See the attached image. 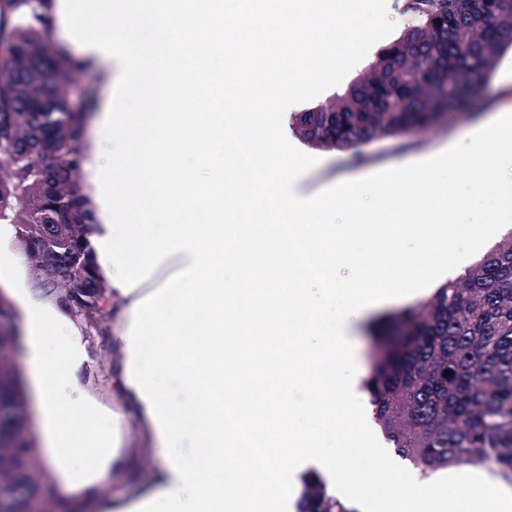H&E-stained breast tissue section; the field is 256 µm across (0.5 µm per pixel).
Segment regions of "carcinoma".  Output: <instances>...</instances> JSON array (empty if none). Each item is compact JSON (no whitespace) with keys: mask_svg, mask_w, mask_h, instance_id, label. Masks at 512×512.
<instances>
[{"mask_svg":"<svg viewBox=\"0 0 512 512\" xmlns=\"http://www.w3.org/2000/svg\"><path fill=\"white\" fill-rule=\"evenodd\" d=\"M419 25L382 49L329 102L300 112L295 134L324 151L470 116L479 86L512 49V0H398ZM52 0H0V223L18 226L38 290L106 323L110 286L92 249L97 224L80 166L85 115L71 107L73 59L44 38ZM364 388L399 456L423 472L494 465L512 481V235L414 307L380 318ZM16 312L0 290V503L29 512L52 481L12 358ZM28 498L16 495L17 482ZM299 512H353L303 480Z\"/></svg>","mask_w":512,"mask_h":512,"instance_id":"cac0c4a2","label":"carcinoma"}]
</instances>
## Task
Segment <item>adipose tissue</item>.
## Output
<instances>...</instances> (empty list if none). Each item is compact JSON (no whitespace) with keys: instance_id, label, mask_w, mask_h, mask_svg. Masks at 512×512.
Returning a JSON list of instances; mask_svg holds the SVG:
<instances>
[{"instance_id":"adipose-tissue-1","label":"adipose tissue","mask_w":512,"mask_h":512,"mask_svg":"<svg viewBox=\"0 0 512 512\" xmlns=\"http://www.w3.org/2000/svg\"><path fill=\"white\" fill-rule=\"evenodd\" d=\"M356 2L336 0L328 20L322 0H255L250 19L230 24L222 0H122L104 18L56 0L52 13L79 62L106 87L81 168L94 187L92 246L112 284L121 403L154 441L186 450L113 512H298L310 472L351 512H391L410 495L443 502V512H512V485L490 473L425 477L377 448L368 451L370 468L351 471L335 426L337 411L364 412L353 348L364 317L447 277L469 252L474 226L512 223V128L497 116L470 129L441 175L402 168L386 205L393 217L375 226L311 221L329 197L301 195L295 165L266 168L263 184L249 188L224 149L228 137L250 138L252 122L292 135V87L331 54L328 28L345 25ZM177 29L192 38L193 56L175 44ZM280 42L293 48L284 81L265 59ZM204 72L220 83L221 111L198 106ZM173 95L174 112L163 105ZM274 209L288 227L270 222ZM412 214L411 250L402 228ZM303 245L318 256L317 273L301 261ZM61 324L56 311L33 304L22 330L47 408V462L76 492L103 460L91 455L79 471L69 464L88 438L74 419L79 399L61 387L82 347ZM175 332L211 391L240 400L267 434L281 462L275 474L245 461L229 467L238 440L206 398L176 409L162 397L157 375L184 368L169 344Z\"/></svg>"}]
</instances>
